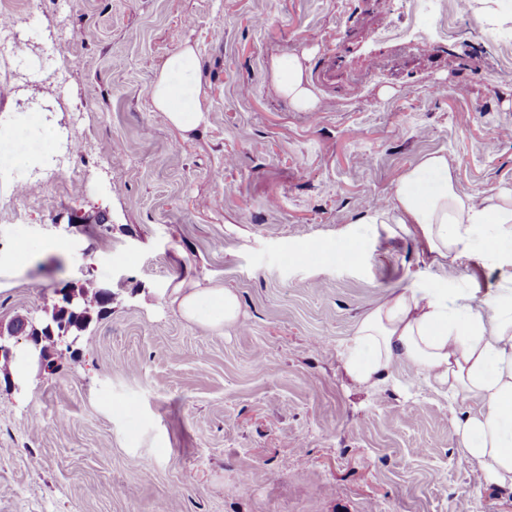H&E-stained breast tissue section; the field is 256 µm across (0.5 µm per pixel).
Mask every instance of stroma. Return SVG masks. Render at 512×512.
<instances>
[{"label":"stroma","instance_id":"stroma-1","mask_svg":"<svg viewBox=\"0 0 512 512\" xmlns=\"http://www.w3.org/2000/svg\"><path fill=\"white\" fill-rule=\"evenodd\" d=\"M30 2L35 50H0V126L34 97L54 109L29 128L42 165L86 151L53 185L0 169V209L27 205L0 221V322L88 279L112 300L55 371L0 373V512H512L455 450L464 402L403 364L365 389L341 362L391 289L499 286L359 218L431 152L459 192L512 194V0L420 20L402 0ZM187 45L207 111L188 136L144 94ZM288 54L314 111L272 82ZM184 280L235 291L242 325L183 319Z\"/></svg>","mask_w":512,"mask_h":512}]
</instances>
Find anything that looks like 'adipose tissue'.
<instances>
[{
  "label": "adipose tissue",
  "mask_w": 512,
  "mask_h": 512,
  "mask_svg": "<svg viewBox=\"0 0 512 512\" xmlns=\"http://www.w3.org/2000/svg\"><path fill=\"white\" fill-rule=\"evenodd\" d=\"M198 58L192 47L174 52L150 84L156 111L175 128L191 132L204 124ZM277 91L298 111L317 99L301 58L273 59ZM394 237L414 235L435 260H477L501 271L493 292L438 282L427 288H396L358 322L342 354L346 374L358 385L385 382L393 365L415 368L449 402L471 407L456 416L452 436L458 454L474 463L480 483L512 493V196L459 193L456 174L438 153L418 157L394 182L386 208L361 216ZM171 304L185 319L208 330L241 322L236 293L197 282L173 290Z\"/></svg>",
  "instance_id": "1"
}]
</instances>
